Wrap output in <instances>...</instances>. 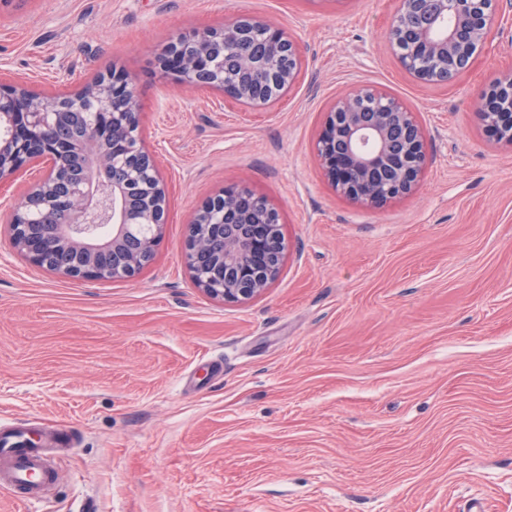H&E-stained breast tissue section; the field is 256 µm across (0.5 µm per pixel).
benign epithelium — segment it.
<instances>
[{"label": "benign epithelium", "mask_w": 512, "mask_h": 512, "mask_svg": "<svg viewBox=\"0 0 512 512\" xmlns=\"http://www.w3.org/2000/svg\"><path fill=\"white\" fill-rule=\"evenodd\" d=\"M503 0H400L385 37L405 70L447 84L468 71L501 29ZM262 32L263 53L238 73L223 71L209 48L234 46ZM163 71L182 87H211L246 106L272 105L295 85L297 45L269 25L239 19L218 30L170 39ZM485 126L512 145V70L494 74L473 99ZM85 117L83 142L61 127L62 110ZM140 103L116 71L66 102L21 83H0V181L40 160L45 177L13 210L10 240L27 261L75 280L131 279L154 254L167 223V192L140 134ZM318 158L343 196L379 206L412 192L426 162L422 128L398 100L370 89L338 98L318 138ZM86 170L69 183L74 160ZM282 241L276 209L255 194L227 188L196 213L185 259L197 287L224 302L261 295L279 272Z\"/></svg>", "instance_id": "1"}]
</instances>
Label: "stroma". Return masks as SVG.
Masks as SVG:
<instances>
[{
  "label": "stroma",
  "instance_id": "1",
  "mask_svg": "<svg viewBox=\"0 0 512 512\" xmlns=\"http://www.w3.org/2000/svg\"><path fill=\"white\" fill-rule=\"evenodd\" d=\"M397 0H0V82L69 96L127 75L168 190L130 280L31 266L7 220L44 165L0 183V425L68 432L39 503L0 512H512V145L472 104L512 69V21L450 84L415 81L384 40ZM301 50L293 90L245 108L185 89L176 33L237 17ZM416 112L428 163L381 206L336 192L315 152L358 89ZM244 187L280 213L277 279L227 303L184 258L209 198Z\"/></svg>",
  "mask_w": 512,
  "mask_h": 512
}]
</instances>
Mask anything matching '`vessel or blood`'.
<instances>
[{
	"label": "vessel or blood",
	"instance_id": "vessel-or-blood-1",
	"mask_svg": "<svg viewBox=\"0 0 512 512\" xmlns=\"http://www.w3.org/2000/svg\"><path fill=\"white\" fill-rule=\"evenodd\" d=\"M56 480V470L45 447L25 445L21 429L0 431V487L33 503L45 498Z\"/></svg>",
	"mask_w": 512,
	"mask_h": 512
}]
</instances>
